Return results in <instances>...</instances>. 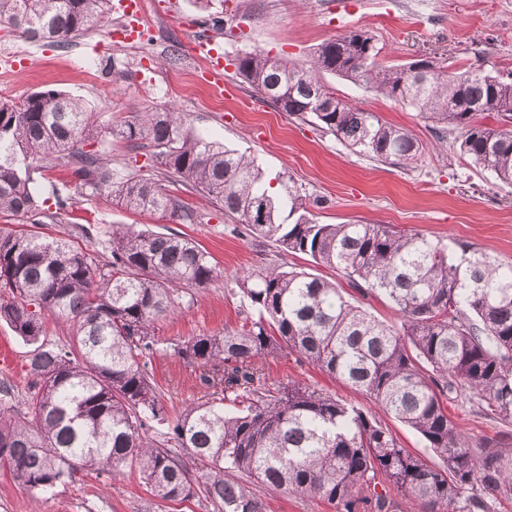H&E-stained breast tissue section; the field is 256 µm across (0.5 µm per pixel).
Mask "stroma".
<instances>
[{"label":"stroma","instance_id":"35a3bbf8","mask_svg":"<svg viewBox=\"0 0 512 512\" xmlns=\"http://www.w3.org/2000/svg\"><path fill=\"white\" fill-rule=\"evenodd\" d=\"M150 21L140 40L118 31L126 19L111 8L103 22L65 45L30 41L0 26V57L22 49L15 66H0V85L13 98L47 88L82 99L97 125L120 124L130 112H183L197 134L254 156L271 183L295 186L313 201L321 224L378 223L417 229L442 240L449 250L466 244L502 264H512V186L497 181L461 156L459 133L449 130L447 145L436 148L431 122L412 107L365 90L333 74L324 82L353 107L377 113L388 124L408 130L421 145L407 163H379L351 152L317 125L261 101L237 73L233 61L242 52L261 50L291 66L305 64L336 35L366 30L382 49L379 61L402 65L418 59L448 71L483 59L512 68V0H213L202 10L197 0H148ZM207 38L224 55L222 87L205 81V61L195 51ZM108 157L117 171L155 177L158 169L146 149H131L108 137ZM172 191L198 215L197 223H179L125 208L103 196L78 199L46 219L41 231L63 235L89 251L102 248L104 227L134 224L159 233L188 237L206 249L216 278L183 298L182 311L158 324L159 349L150 372L168 412L175 413L199 395L193 367L174 356L172 347L194 336L221 335L238 326V297L225 293L224 279L243 268L273 263L274 248L262 239L235 231L233 221L200 192L176 185ZM290 267L335 281L343 296L378 320L397 324L390 306L361 297L336 272L311 258L288 256ZM30 348L0 323V383L10 385L13 407L33 393L28 373ZM267 378L291 380L334 393L368 410L401 444L428 464L439 457L413 430L379 408L365 394L342 386L316 367L293 356L262 359ZM448 413L469 439L512 443V422L479 413L463 395L448 400ZM0 512H214L204 498L161 502L152 498L136 472L112 476L93 473L79 482L42 494L20 486L0 470Z\"/></svg>","mask_w":512,"mask_h":512}]
</instances>
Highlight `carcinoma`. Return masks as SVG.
<instances>
[{"mask_svg":"<svg viewBox=\"0 0 512 512\" xmlns=\"http://www.w3.org/2000/svg\"><path fill=\"white\" fill-rule=\"evenodd\" d=\"M106 0H0V23L28 40L62 44L101 20ZM371 49L370 60L361 53ZM368 31L341 34L290 67L261 50L238 55L236 70L260 97L320 127L376 161L407 162L420 144L403 128L362 111L321 82L331 73L421 112L441 133L460 132L459 150L512 185V71L494 64L432 74L383 66ZM321 98V112L311 101ZM493 118L489 126L478 117ZM150 148L166 181L119 172L105 135L79 98L48 89L0 102V213L40 223L35 175L63 168L70 190L52 186L56 209L105 194L122 205L182 223L197 215L172 194L180 183L203 193L276 255L303 254L342 273L365 296L384 299L403 319L397 330L351 304L336 283L282 263L229 279L245 307L242 323L219 336L173 347L198 370L200 396L172 416L149 364L157 324L194 288L217 277L207 252L178 234L112 225L104 251L32 229L0 230V322L31 346L35 392L26 411L0 409V469L41 492L82 471L135 470L162 502L198 495L217 512H266L252 486L318 498L337 512H490L487 497L512 499V451L472 445L445 401L465 391L491 414L512 420V265L470 248L454 257L417 230L389 224H319L294 187L269 194L254 159L194 134L182 113L135 112L112 130ZM296 216L293 222L282 217ZM264 213V222L252 215ZM71 321L64 346L46 339L45 317ZM292 354L365 393L417 432L441 460L404 448L369 412L310 385L270 382L257 360ZM164 429L151 433L148 422ZM201 465L195 476L185 463ZM385 479L401 495L380 488Z\"/></svg>","mask_w":512,"mask_h":512,"instance_id":"obj_1","label":"carcinoma"}]
</instances>
